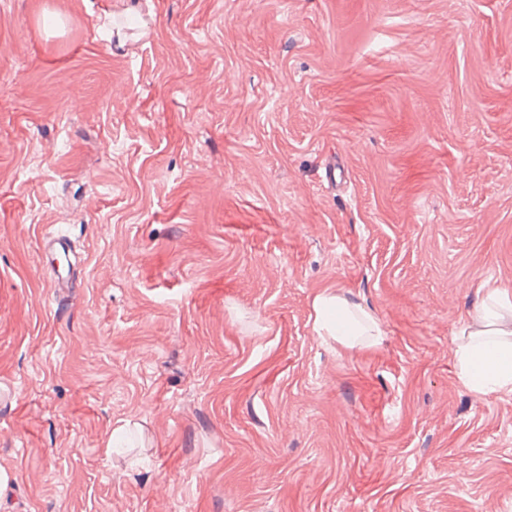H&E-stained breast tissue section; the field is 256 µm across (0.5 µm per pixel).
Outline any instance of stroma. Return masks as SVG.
<instances>
[{"label":"stroma","mask_w":512,"mask_h":512,"mask_svg":"<svg viewBox=\"0 0 512 512\" xmlns=\"http://www.w3.org/2000/svg\"><path fill=\"white\" fill-rule=\"evenodd\" d=\"M488 282L512 0H0V512H512ZM42 244L44 248L55 252H62L67 263V271H60L59 267L56 268L54 266L50 269L51 275V288H54L55 292L58 294H64L69 291L71 288H74L76 282L74 280V265L70 264L69 253L71 250V243L67 237L60 236H48L42 239ZM453 357L459 380L476 395L512 393V298L487 284L475 313L455 335ZM313 309L315 332L342 346L353 347L366 336H372L368 340L378 343L382 336L379 321L369 311L333 293L318 294L313 300Z\"/></svg>","instance_id":"obj_1"}]
</instances>
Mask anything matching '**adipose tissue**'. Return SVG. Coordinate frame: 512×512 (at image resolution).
Here are the masks:
<instances>
[{
	"label": "adipose tissue",
	"instance_id": "adipose-tissue-1",
	"mask_svg": "<svg viewBox=\"0 0 512 512\" xmlns=\"http://www.w3.org/2000/svg\"><path fill=\"white\" fill-rule=\"evenodd\" d=\"M314 330L351 347L380 338L379 321L361 305L330 292L313 300ZM453 357L459 380L478 395L512 393V292L486 285L472 316L462 322Z\"/></svg>",
	"mask_w": 512,
	"mask_h": 512
}]
</instances>
